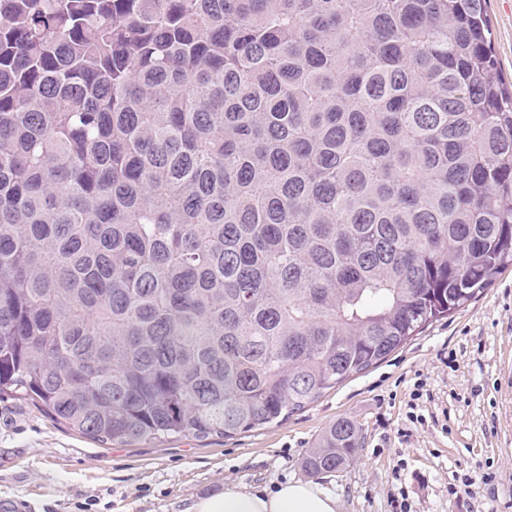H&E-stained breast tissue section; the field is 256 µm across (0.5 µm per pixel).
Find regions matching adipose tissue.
<instances>
[{
	"mask_svg": "<svg viewBox=\"0 0 512 512\" xmlns=\"http://www.w3.org/2000/svg\"><path fill=\"white\" fill-rule=\"evenodd\" d=\"M194 512H338L335 496L308 482L289 481L272 493L250 492L236 486L197 498Z\"/></svg>",
	"mask_w": 512,
	"mask_h": 512,
	"instance_id": "ef3b65f1",
	"label": "adipose tissue"
}]
</instances>
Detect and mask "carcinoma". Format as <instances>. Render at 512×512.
I'll return each instance as SVG.
<instances>
[{
	"mask_svg": "<svg viewBox=\"0 0 512 512\" xmlns=\"http://www.w3.org/2000/svg\"><path fill=\"white\" fill-rule=\"evenodd\" d=\"M485 3L0 0V397L230 438L475 299L512 266Z\"/></svg>",
	"mask_w": 512,
	"mask_h": 512,
	"instance_id": "obj_1",
	"label": "carcinoma"
}]
</instances>
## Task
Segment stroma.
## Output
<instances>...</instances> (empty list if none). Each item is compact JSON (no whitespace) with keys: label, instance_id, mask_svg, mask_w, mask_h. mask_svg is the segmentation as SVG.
Here are the masks:
<instances>
[{"label":"stroma","instance_id":"obj_1","mask_svg":"<svg viewBox=\"0 0 512 512\" xmlns=\"http://www.w3.org/2000/svg\"><path fill=\"white\" fill-rule=\"evenodd\" d=\"M494 52L512 84V0H487ZM362 447L315 477L339 512H512V268L386 361L280 425L227 439L105 447L29 402L0 399V500L31 512H193L234 485L272 492L337 419ZM471 493L454 492L463 479Z\"/></svg>","mask_w":512,"mask_h":512}]
</instances>
